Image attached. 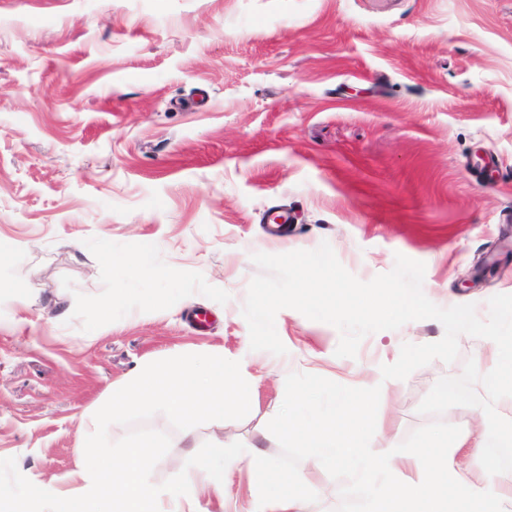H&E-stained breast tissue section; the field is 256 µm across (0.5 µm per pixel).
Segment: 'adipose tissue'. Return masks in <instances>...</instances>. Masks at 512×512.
Returning <instances> with one entry per match:
<instances>
[{
    "label": "adipose tissue",
    "instance_id": "adipose-tissue-1",
    "mask_svg": "<svg viewBox=\"0 0 512 512\" xmlns=\"http://www.w3.org/2000/svg\"><path fill=\"white\" fill-rule=\"evenodd\" d=\"M477 367L512 401V307ZM393 376L390 369L370 370L358 395L329 411L319 410L307 392L295 391L277 418V430L319 461L345 464L367 499V512H512V477L502 475L491 454L512 447V424L427 436L417 458L401 455L392 445L380 455L370 452L366 437L375 426V389ZM154 446L151 440L137 441L119 456L104 452L83 464L78 495L43 482L28 488L22 499L0 498V512H199L207 492L221 500L224 512H238L229 488L243 469L249 476L245 512H313L300 491L305 475L288 477L277 465L220 437L206 457L178 469L168 487H157L150 478Z\"/></svg>",
    "mask_w": 512,
    "mask_h": 512
}]
</instances>
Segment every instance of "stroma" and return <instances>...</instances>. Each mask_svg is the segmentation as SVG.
Instances as JSON below:
<instances>
[{"label":"stroma","mask_w":512,"mask_h":512,"mask_svg":"<svg viewBox=\"0 0 512 512\" xmlns=\"http://www.w3.org/2000/svg\"><path fill=\"white\" fill-rule=\"evenodd\" d=\"M324 241L363 281L423 262L442 308L484 319L512 294V0H0V320L29 322L0 329V494L53 477L78 492L81 422L112 387L213 353L243 364L250 412L189 442L154 415L173 440L154 484L222 436L350 487L274 432L289 389L352 396L444 328L412 321L340 358L338 330L292 309L275 320L287 355L254 362L252 254ZM139 253L151 274L128 271ZM486 344L462 336L455 362L376 393L401 451L475 411L512 419L476 367Z\"/></svg>","instance_id":"1"}]
</instances>
